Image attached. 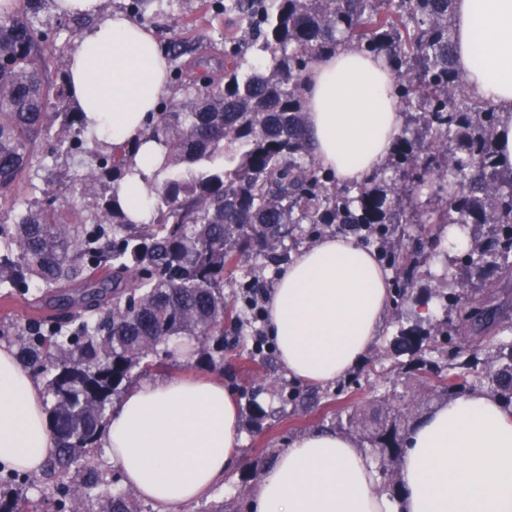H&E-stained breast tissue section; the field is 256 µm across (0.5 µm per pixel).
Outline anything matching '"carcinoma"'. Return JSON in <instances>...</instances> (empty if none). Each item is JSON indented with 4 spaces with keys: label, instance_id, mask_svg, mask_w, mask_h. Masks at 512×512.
<instances>
[{
    "label": "carcinoma",
    "instance_id": "cac0c4a2",
    "mask_svg": "<svg viewBox=\"0 0 512 512\" xmlns=\"http://www.w3.org/2000/svg\"><path fill=\"white\" fill-rule=\"evenodd\" d=\"M36 2L22 0L0 15V288L85 282L79 319L46 331L25 328L32 343L22 352L27 365L50 374L45 388L57 448L47 467L66 498L61 507L80 512L75 501L99 491L98 469H71L94 453L112 396L129 385L133 369L162 367L159 346L172 336L197 337L200 362H212L224 337L243 331L236 305L221 291L224 276L250 254L275 267L287 262L294 225L340 224L375 246L394 271L396 308L408 298L419 258L434 246L431 224H454L464 235L473 224L488 227V238L470 241L456 262L482 288L512 276V170L495 163L498 112L472 96L455 67L453 0H202L214 13L236 11L254 39L225 36L216 66L178 34L164 43L180 66L174 104L153 113L146 128L145 140L162 150L158 173L165 174L160 183L145 179L147 223L129 217L119 194L139 145L87 136L88 117L72 105L66 77L48 75L53 27L39 24ZM342 38L387 53L401 103L418 114L421 140L417 147L401 136L392 167L410 173L416 186L436 183L446 200L407 245L396 239L402 225L415 222L404 204L413 188L334 187L306 146L304 72ZM254 47L268 63L242 74ZM45 143L54 153L81 150L91 158L80 178L81 193L96 201L89 221H62L47 189L17 209ZM439 301L444 318L395 338V353L410 357L394 367L446 398L484 376L491 395L511 410L512 327L500 308L473 290L442 293ZM410 427L399 412L366 438L383 491L399 492L395 467ZM0 512H22L21 494L1 496ZM101 512L139 510L117 493Z\"/></svg>",
    "mask_w": 512,
    "mask_h": 512
}]
</instances>
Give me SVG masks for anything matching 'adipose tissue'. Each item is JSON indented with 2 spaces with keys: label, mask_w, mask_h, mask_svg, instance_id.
<instances>
[{
  "label": "adipose tissue",
  "mask_w": 512,
  "mask_h": 512,
  "mask_svg": "<svg viewBox=\"0 0 512 512\" xmlns=\"http://www.w3.org/2000/svg\"><path fill=\"white\" fill-rule=\"evenodd\" d=\"M455 64L473 96L500 114L497 162L512 169V0H455ZM70 91L116 141L139 143L122 195L149 218L144 181L160 167L145 122L169 91L168 61L151 29L117 14L85 30L68 54ZM306 133L316 162L340 183L363 185L389 160L405 116L385 53L346 43L304 77ZM387 275L370 250L328 236L281 271L267 332L289 376L316 385L345 377L381 335ZM240 409L222 382L170 378L128 389L111 408L103 444L127 485L171 508L223 482L240 446ZM55 443L40 385L0 348V463L41 471ZM400 494L379 492L373 457L348 436L295 439L253 497L254 512H512V413L467 393L423 415L401 458Z\"/></svg>",
  "instance_id": "adipose-tissue-1"
}]
</instances>
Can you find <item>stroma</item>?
I'll use <instances>...</instances> for the list:
<instances>
[{"label": "stroma", "instance_id": "obj_1", "mask_svg": "<svg viewBox=\"0 0 512 512\" xmlns=\"http://www.w3.org/2000/svg\"><path fill=\"white\" fill-rule=\"evenodd\" d=\"M201 0H152L149 10L151 27L157 42H165L173 34H181L190 41L213 47L222 52L224 37L235 33L250 38L251 32L237 13L218 16L204 13ZM89 157L77 153L53 159L39 153L36 186L53 184L59 187L58 203L67 218L87 219L89 199L84 198L74 177L83 173ZM437 244L429 258L415 275L412 300L401 308H388L380 341L367 353L366 362L391 355V345L401 329L414 326L418 320L415 303L435 296L440 291H461L468 286L460 268L448 257V229H435ZM279 268L262 267L260 260L248 257L242 260L233 274L224 278V295L243 305L248 285H256L262 296H269L275 286ZM57 313V304L45 288L33 284L12 297H0V346L19 352L23 339L17 336L19 326L31 321L49 323ZM259 327L252 316L244 318V334L235 343L225 346L223 356L212 364L198 363L197 359H183L175 348H168V367L163 372L137 373L136 384L162 381L174 376L222 381L224 389L241 408L240 427L242 445L224 475L222 484L198 500L172 508L171 512H252L250 503L268 466L299 436L317 431L335 429L338 420L360 411L366 419L393 415L404 407H417L425 399L422 390L410 382L387 374L383 379L360 376V384L352 394L337 396L335 385H328L324 396L300 408L283 403L288 388L295 381L282 367L277 349L255 352L252 337ZM265 411L263 420L251 419L253 404Z\"/></svg>", "mask_w": 512, "mask_h": 512}]
</instances>
